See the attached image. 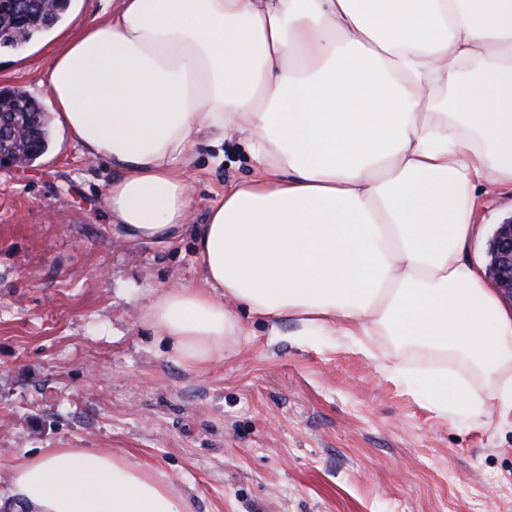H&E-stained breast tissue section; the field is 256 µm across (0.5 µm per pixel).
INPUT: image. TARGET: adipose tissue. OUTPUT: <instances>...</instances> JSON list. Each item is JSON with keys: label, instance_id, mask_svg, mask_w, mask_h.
<instances>
[{"label": "adipose tissue", "instance_id": "ef3b65f1", "mask_svg": "<svg viewBox=\"0 0 512 512\" xmlns=\"http://www.w3.org/2000/svg\"><path fill=\"white\" fill-rule=\"evenodd\" d=\"M61 40L58 122L116 172L126 237L192 235L204 287L143 313L202 369L241 335L233 303L351 340L432 352L435 413L512 410V308L467 259L479 193L512 189V0H118ZM238 135L256 174L189 228L193 137ZM0 512H190L117 453L53 448L10 467Z\"/></svg>", "mask_w": 512, "mask_h": 512}]
</instances>
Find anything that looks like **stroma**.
I'll use <instances>...</instances> for the list:
<instances>
[{
    "label": "stroma",
    "mask_w": 512,
    "mask_h": 512,
    "mask_svg": "<svg viewBox=\"0 0 512 512\" xmlns=\"http://www.w3.org/2000/svg\"><path fill=\"white\" fill-rule=\"evenodd\" d=\"M52 47L0 53V89L45 112ZM190 221L226 182L254 176L238 139H200ZM111 166L59 126L46 153L0 170V497L10 464L47 448L125 454L191 512H512V414L490 428L429 408L422 379L391 380L348 339L278 335L246 308L245 334L202 370L142 320L161 290L202 286L191 237L175 247L115 234ZM512 192L481 195L486 262Z\"/></svg>",
    "instance_id": "obj_1"
}]
</instances>
